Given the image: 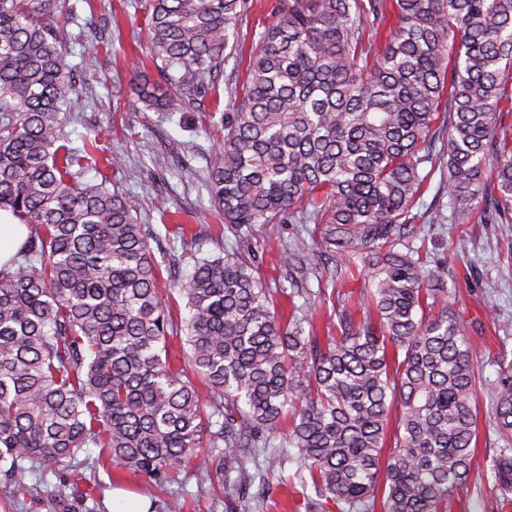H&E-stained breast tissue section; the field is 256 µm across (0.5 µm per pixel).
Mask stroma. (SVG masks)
I'll return each instance as SVG.
<instances>
[{
  "label": "stroma",
  "instance_id": "stroma-1",
  "mask_svg": "<svg viewBox=\"0 0 512 512\" xmlns=\"http://www.w3.org/2000/svg\"><path fill=\"white\" fill-rule=\"evenodd\" d=\"M79 20L67 26V64L80 97L67 114L68 144L82 146L85 137L121 155L119 172L101 167L87 170V183L133 195L142 223L159 233L158 253L179 262L181 274L192 270L193 255L218 254L238 248L272 289L286 287L279 256L283 248L311 245L308 224L255 225L237 231L226 225L206 187L208 170L222 138L220 125L230 111L226 88H219L199 112L179 105L156 110L137 102V68L150 79L158 72L148 62L147 0H67ZM272 0L252 7L242 24L245 34L228 68L245 76L258 34L272 21ZM91 26H84V19ZM420 235L432 259L448 266L450 301L464 315L468 333L479 352L480 396H487L496 378L500 350L512 353V223L424 224ZM84 464L50 471L40 461H25L24 486L10 484L0 465V512H112V492L122 489L146 496L152 512H167L173 499L184 501V512H225L218 480L199 481L195 470L178 471L163 484L98 463L89 448ZM300 463L289 454L283 471H271L270 486L254 481L239 512H281L282 506L303 505L314 490L294 482L278 484L279 474L294 477ZM453 512H512L501 501L493 481L460 491Z\"/></svg>",
  "mask_w": 512,
  "mask_h": 512
}]
</instances>
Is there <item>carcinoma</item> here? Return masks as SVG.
<instances>
[{"instance_id": "cac0c4a2", "label": "carcinoma", "mask_w": 512, "mask_h": 512, "mask_svg": "<svg viewBox=\"0 0 512 512\" xmlns=\"http://www.w3.org/2000/svg\"><path fill=\"white\" fill-rule=\"evenodd\" d=\"M250 8L149 0L163 82L138 96L154 105L172 90L202 110L226 84L232 111L208 175L224 223L302 215L319 235L280 266L320 267L333 283L368 267L369 300L342 294L325 343L317 308L284 314L254 267L224 252L170 275L187 310L174 316L137 200L81 182L97 139L63 144L79 91L61 30L77 15L61 0H0V211L29 227L0 270L5 476L21 485L22 461L65 468L94 446L151 480L214 473L242 498L257 446L279 431L319 497L308 512H448L489 473L512 492L508 449L473 468L477 353L448 307V268L410 245L437 169L448 213L436 222L512 221V0H275L237 90L225 61ZM176 339L186 369L172 363ZM498 365L488 412L507 440L512 360Z\"/></svg>"}]
</instances>
